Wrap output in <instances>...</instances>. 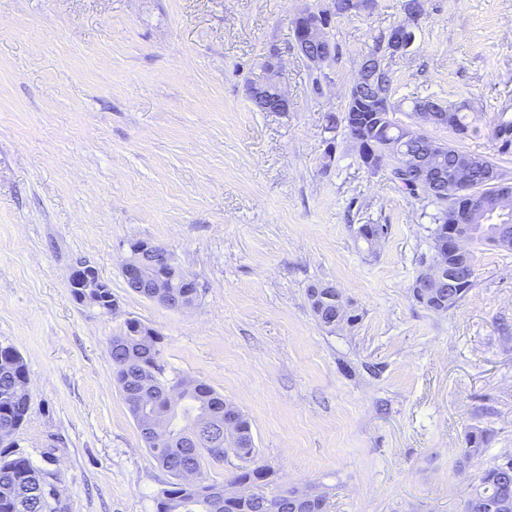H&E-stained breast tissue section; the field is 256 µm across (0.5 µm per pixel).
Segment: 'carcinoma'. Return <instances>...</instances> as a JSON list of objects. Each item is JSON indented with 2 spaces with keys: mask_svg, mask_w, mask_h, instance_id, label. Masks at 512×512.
Instances as JSON below:
<instances>
[{
  "mask_svg": "<svg viewBox=\"0 0 512 512\" xmlns=\"http://www.w3.org/2000/svg\"><path fill=\"white\" fill-rule=\"evenodd\" d=\"M382 93L384 111L371 120L373 112L369 103L350 91L348 104L343 116L347 133L357 134L365 139L370 148H378L392 142L406 153L420 151V142L410 134V125L398 123L392 118L397 105L392 98V76L389 70L378 74L368 86L366 93ZM448 128L458 134H465L472 128L469 116L463 112L448 113ZM491 137L501 155H512V117L500 113L490 129ZM468 153L449 144L440 145L431 157L424 162V173L438 182L435 194L420 193L416 182L420 173L411 168L395 172L399 188L412 197H423L434 207L431 214L432 227L429 228L431 250L448 248L446 229L458 223V216L467 207L469 196L448 190V181L454 177L457 164ZM497 166L490 160H482V165L468 174V189L474 195H481L502 204L497 223L512 227V183L493 180L492 172ZM475 235L473 243L482 245L494 242L504 250H512V240L491 238V222L477 217L470 221ZM388 233L386 224H363L359 228L361 238L370 245L378 244ZM456 258L448 256V270L459 275V284L448 287L443 284L436 298L418 300L428 310L447 312L459 305L474 286V270L468 267L460 272L454 270ZM136 292L145 298L165 307H191L197 299V289L191 282H184L179 274L168 272V279L162 288H138ZM308 298L312 312L318 321H323L327 313L336 308V295L328 288L316 285L308 288ZM162 337L155 330L133 319L125 324L120 334L109 341L110 360L126 358V365L116 372V380L123 398L134 419H139L141 409L138 402L128 396L131 390L143 388V382L152 383L156 391L152 409L159 416L180 417L190 420L200 412L219 414L224 409V397L212 386L201 380L177 377L173 381L163 379L164 365L160 363ZM30 404L28 376L25 363L19 352L11 347H0V431L10 428L17 431L23 424ZM489 436L485 429L474 428L468 431L460 448L463 459L469 460L485 453ZM145 447L158 466L168 472L174 481L167 483L155 497L156 512H324L325 497L321 494L310 502H302L296 497L294 487H286L267 495L262 491L253 492L246 500H236L229 496L228 487L257 483L268 479L269 470L258 464L251 425L243 413H238V427L235 432L220 440L214 439L199 444L189 443V439L176 438L161 446L143 439ZM234 456L240 461L230 485L210 482L203 475V464L208 458L222 461ZM194 471L196 478L185 483L180 471ZM512 478L502 471L500 463L485 468L472 486L470 501L462 504V512H480V503L488 499L500 482ZM54 485L49 474L36 467L29 458L16 450L13 442L0 441V512H66L65 503L50 497L47 487Z\"/></svg>",
  "mask_w": 512,
  "mask_h": 512,
  "instance_id": "carcinoma-1",
  "label": "carcinoma"
}]
</instances>
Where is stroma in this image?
Segmentation results:
<instances>
[{
    "label": "stroma",
    "instance_id": "stroma-1",
    "mask_svg": "<svg viewBox=\"0 0 512 512\" xmlns=\"http://www.w3.org/2000/svg\"><path fill=\"white\" fill-rule=\"evenodd\" d=\"M323 0H0V345L23 357L30 408L13 439L57 477L70 512H155L171 480L114 380L110 338L136 319L166 377L210 384L248 418L264 493L317 486L326 512H460L512 455V250H474L475 286L445 313L411 296L433 206L360 160L342 115L363 55L403 0L334 19L321 91L294 20ZM393 100L475 119L427 134L496 163L486 129L512 115V0H428ZM279 52L286 112L248 95ZM333 161H326L327 148ZM363 224H384L369 246ZM169 250L198 288L172 310L127 288L129 241ZM86 264L119 308L78 304ZM358 319L330 330L307 290ZM490 431L478 459L459 450ZM71 288H101L102 280L97 271L87 265L76 268L70 278ZM74 299L80 303L77 296V289H72ZM320 287L321 286L313 285L308 288V298L315 318L322 326H324L322 321L324 320L325 315L336 308V316L332 322H336V325L341 324L343 318V306L342 303L336 305V300L342 302V296L340 295L336 298V295L330 292L331 288H335L333 286H328L327 288ZM489 436L483 428H473L468 431L464 438V444L460 448V455L463 459L469 460L471 457L482 456L488 445Z\"/></svg>",
    "mask_w": 512,
    "mask_h": 512
}]
</instances>
